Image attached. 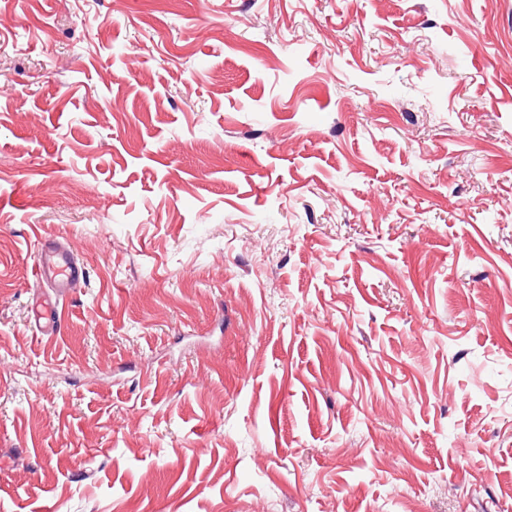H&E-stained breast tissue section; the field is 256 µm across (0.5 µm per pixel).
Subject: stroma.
Instances as JSON below:
<instances>
[{"mask_svg":"<svg viewBox=\"0 0 512 512\" xmlns=\"http://www.w3.org/2000/svg\"><path fill=\"white\" fill-rule=\"evenodd\" d=\"M0 512H512L507 0H0ZM55 254L54 261L51 262V266L49 262L44 258L41 259L36 265V273L39 276H43L46 272H51L54 276V279H46V283L54 286H60L66 284L64 288H74L80 282L79 279H76V270L75 268L78 266L77 262L74 260L71 254L59 252L57 249L53 251ZM58 284L56 283V281ZM61 287V286H60Z\"/></svg>","mask_w":512,"mask_h":512,"instance_id":"stroma-1","label":"stroma"}]
</instances>
